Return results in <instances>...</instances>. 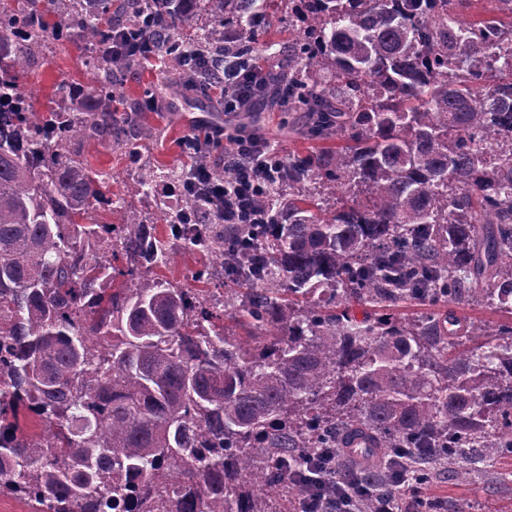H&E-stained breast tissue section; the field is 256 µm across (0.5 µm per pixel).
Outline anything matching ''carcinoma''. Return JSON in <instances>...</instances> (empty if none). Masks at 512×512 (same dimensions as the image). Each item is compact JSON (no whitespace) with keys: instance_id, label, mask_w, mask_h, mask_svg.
<instances>
[{"instance_id":"cac0c4a2","label":"carcinoma","mask_w":512,"mask_h":512,"mask_svg":"<svg viewBox=\"0 0 512 512\" xmlns=\"http://www.w3.org/2000/svg\"><path fill=\"white\" fill-rule=\"evenodd\" d=\"M269 0H16L28 26H0V494L29 512H270L289 471L319 449H374L345 480L367 496L409 469L475 466L512 453V0H288L300 26L282 49L249 30ZM81 32L96 86H59L66 109L17 111L26 47ZM152 14L153 51L182 70L214 50L260 54L258 103L304 113L300 134L336 149L287 158L255 197L266 224L206 221L195 198L170 236L240 285L226 332L202 288L157 276L172 254L126 203L111 220L100 175L71 149L127 147L140 113L112 111L138 52L112 33ZM371 309L361 320L353 305ZM454 312L459 317L467 318V320L475 321L488 325L490 327H497L499 324L510 320V314L502 313L494 308H490L484 304L476 302H462L451 306Z\"/></svg>"}]
</instances>
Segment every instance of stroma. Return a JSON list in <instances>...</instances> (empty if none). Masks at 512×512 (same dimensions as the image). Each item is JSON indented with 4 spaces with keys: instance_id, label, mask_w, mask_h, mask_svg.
Returning a JSON list of instances; mask_svg holds the SVG:
<instances>
[{
    "instance_id": "1",
    "label": "stroma",
    "mask_w": 512,
    "mask_h": 512,
    "mask_svg": "<svg viewBox=\"0 0 512 512\" xmlns=\"http://www.w3.org/2000/svg\"><path fill=\"white\" fill-rule=\"evenodd\" d=\"M82 45L79 32L61 26L54 39L38 48L36 63L18 74L20 88L36 109L52 107L59 84L91 86L93 75L85 65ZM170 78L168 64L157 62L134 64L119 79V111L138 108L151 128L149 136L138 138L134 151L115 150L90 138L79 143L83 158L103 176L105 198L131 201L143 215L156 220L161 233L167 229L161 221L163 213L179 202L176 188L164 180L158 182L150 196L130 198L127 189L135 173L150 169L179 172L189 168L191 160L183 154L181 140L194 130L198 121L214 125L224 122L222 94L175 96L168 89ZM235 123L263 135L287 155L314 153L325 146L321 140L300 138L291 115L284 112L263 110L254 115L243 114ZM427 495L438 501V512H512V454L494 457L464 479L448 470H437Z\"/></svg>"
}]
</instances>
